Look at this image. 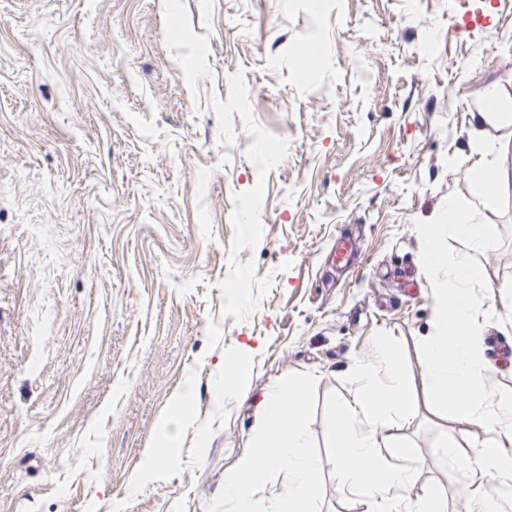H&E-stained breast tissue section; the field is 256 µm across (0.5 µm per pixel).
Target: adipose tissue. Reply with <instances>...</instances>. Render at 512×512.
<instances>
[{
  "mask_svg": "<svg viewBox=\"0 0 512 512\" xmlns=\"http://www.w3.org/2000/svg\"><path fill=\"white\" fill-rule=\"evenodd\" d=\"M471 152L475 199L448 203V222L465 239L466 251L445 256L436 245L440 225L424 231L436 305L435 334L421 355V387L437 411L483 434L479 440L444 434L433 447L435 459L464 478L468 512H512V391L490 388L493 367L484 340L486 326L501 314L478 300L473 289L481 279L475 256L490 250L497 237L495 225L480 219L479 208L504 175L501 162L512 157V137L491 145L473 142ZM401 364L398 347L379 336L373 356L353 365L355 387L337 401L331 435L338 483L360 495L364 512H456L444 485L413 495L419 458L412 446L388 432L417 410ZM307 387V381L296 382L285 398L275 389L266 392L248 449L224 473V498L234 504V512H315L322 466L302 423ZM488 483L497 486V496L485 492Z\"/></svg>",
  "mask_w": 512,
  "mask_h": 512,
  "instance_id": "1",
  "label": "adipose tissue"
}]
</instances>
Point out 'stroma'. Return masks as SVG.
Instances as JSON below:
<instances>
[{"label":"stroma","instance_id":"35a3bbf8","mask_svg":"<svg viewBox=\"0 0 512 512\" xmlns=\"http://www.w3.org/2000/svg\"><path fill=\"white\" fill-rule=\"evenodd\" d=\"M512 72V0H0V512H233L265 390L311 378L318 512L352 365L390 337L421 384L422 230L472 197V125ZM477 298L512 315V158ZM351 230L350 277L328 253ZM249 397L225 388L241 356ZM168 462L149 450L181 393ZM392 425L447 484L433 413Z\"/></svg>","mask_w":512,"mask_h":512}]
</instances>
